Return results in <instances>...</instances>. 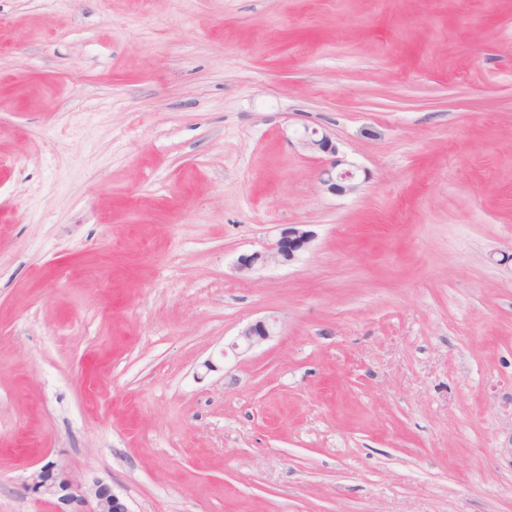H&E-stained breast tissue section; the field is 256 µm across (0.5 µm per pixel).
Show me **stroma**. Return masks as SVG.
Here are the masks:
<instances>
[{
    "mask_svg": "<svg viewBox=\"0 0 512 512\" xmlns=\"http://www.w3.org/2000/svg\"><path fill=\"white\" fill-rule=\"evenodd\" d=\"M50 461L131 512H512V0H0V512ZM297 145L314 158L322 154L331 157L318 172V183L323 191L343 196L358 189L354 165L337 156L339 151L330 132L325 129L305 128L297 137ZM341 166L346 167L339 168ZM306 224H290L281 230L278 239L262 251H256L240 258L238 269L250 272L257 266L269 264L283 265L294 262L298 255L306 251L315 238L314 231ZM276 334L277 319L273 316H268L257 320L254 323L248 324L244 329H242L237 340L231 343L230 347L235 350L241 345H244L249 349L269 340L273 336H276Z\"/></svg>",
    "mask_w": 512,
    "mask_h": 512,
    "instance_id": "obj_1",
    "label": "stroma"
}]
</instances>
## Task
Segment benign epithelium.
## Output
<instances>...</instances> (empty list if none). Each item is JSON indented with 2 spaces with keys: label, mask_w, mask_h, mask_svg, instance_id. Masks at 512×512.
<instances>
[{
  "label": "benign epithelium",
  "mask_w": 512,
  "mask_h": 512,
  "mask_svg": "<svg viewBox=\"0 0 512 512\" xmlns=\"http://www.w3.org/2000/svg\"><path fill=\"white\" fill-rule=\"evenodd\" d=\"M298 147L313 157L322 154L329 160L318 172V183L323 191L333 195L355 192L359 183L353 165L338 157V148L331 133L325 129L306 128L297 137ZM315 238L314 231L305 224H290L283 228L278 239L262 251L240 258L238 269L250 272L258 266L283 265L294 262L306 251ZM277 334V319L268 316L247 325L231 349L240 346L252 348ZM26 489L53 501L54 512H131L125 500L110 486L96 482L91 487H82L66 478L53 463L34 470L29 476Z\"/></svg>",
  "instance_id": "7a95c632"
}]
</instances>
